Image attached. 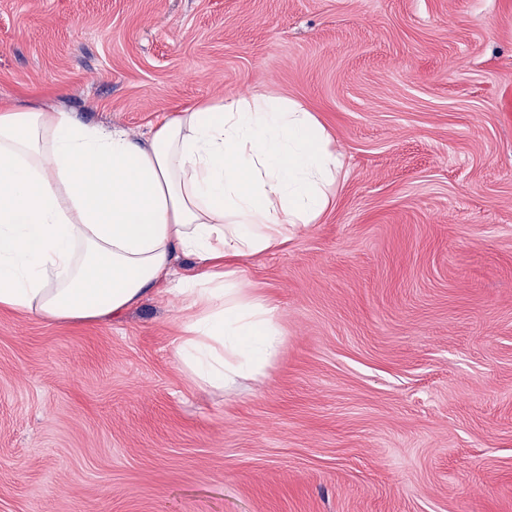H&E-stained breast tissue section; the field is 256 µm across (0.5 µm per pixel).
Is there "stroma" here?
<instances>
[{"label":"stroma","instance_id":"1","mask_svg":"<svg viewBox=\"0 0 512 512\" xmlns=\"http://www.w3.org/2000/svg\"><path fill=\"white\" fill-rule=\"evenodd\" d=\"M301 101L346 173L252 258L285 344L190 385L183 313L0 311V512H512V0H0V105L145 134Z\"/></svg>","mask_w":512,"mask_h":512}]
</instances>
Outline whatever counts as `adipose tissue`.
<instances>
[{
	"label": "adipose tissue",
	"mask_w": 512,
	"mask_h": 512,
	"mask_svg": "<svg viewBox=\"0 0 512 512\" xmlns=\"http://www.w3.org/2000/svg\"><path fill=\"white\" fill-rule=\"evenodd\" d=\"M343 167L290 98L198 102L140 139L52 105L1 107L0 309L95 323L164 292L185 312L175 357L190 382L262 380L283 333L240 263L317 223Z\"/></svg>",
	"instance_id": "ef3b65f1"
}]
</instances>
